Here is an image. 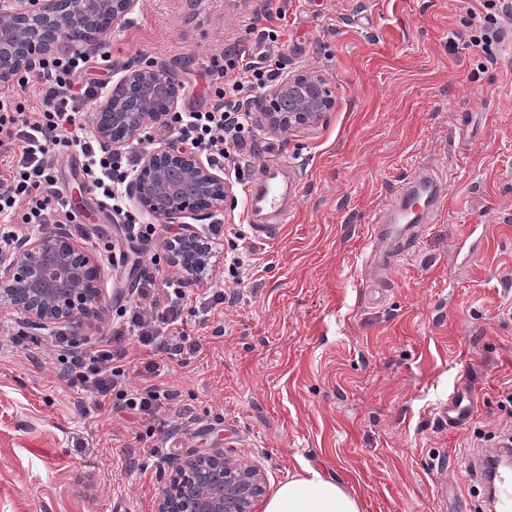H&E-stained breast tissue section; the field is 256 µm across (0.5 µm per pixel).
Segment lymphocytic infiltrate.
I'll return each instance as SVG.
<instances>
[{
  "label": "lymphocytic infiltrate",
  "mask_w": 512,
  "mask_h": 512,
  "mask_svg": "<svg viewBox=\"0 0 512 512\" xmlns=\"http://www.w3.org/2000/svg\"><path fill=\"white\" fill-rule=\"evenodd\" d=\"M88 62L84 55L46 57L37 73L19 75L16 90L0 95V221L6 224L0 231L1 245L15 242V225L71 219L70 203L53 166V157L62 147L78 151L90 191L100 207L115 216L127 240L146 242L157 231L155 225L139 223L123 205V188L137 168L138 153L107 152L89 129L88 112L99 98L101 85L83 79ZM212 74L217 87L208 109L172 113L165 128L179 143L206 153L220 165L229 154L255 153L256 142L245 117L250 102L242 91L247 86H265L277 71L245 63L239 65L234 79H227L218 65ZM31 83L39 88L33 107L20 96ZM135 292L138 304L127 310L123 324L110 337L78 345L62 334L56 336L55 344L68 355V386L92 395L81 406L83 415L95 417L108 407L129 413L139 418L150 439L170 427L169 413L177 397L175 390L160 384V377L170 362L194 356L202 344L192 338L184 315L191 300L185 279H160L144 271ZM129 333L146 354L138 372L141 384L133 389L124 386L126 352L121 346Z\"/></svg>",
  "instance_id": "f902f5d3"
}]
</instances>
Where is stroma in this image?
I'll return each instance as SVG.
<instances>
[{
  "mask_svg": "<svg viewBox=\"0 0 512 512\" xmlns=\"http://www.w3.org/2000/svg\"><path fill=\"white\" fill-rule=\"evenodd\" d=\"M469 2L141 0L93 55L91 77L166 63L183 111L212 99L225 51L276 53L281 72L318 71L336 104L311 129L256 124L258 155L224 162L234 198L191 294L221 287L228 254L243 282L220 319L197 318L200 353L170 365L165 383L187 415L156 437L166 461L127 468L136 418L84 417L50 337L13 344L17 325L0 317V512H155L174 466L209 450L261 466L271 493L310 465L362 512H474L467 461L512 427V0H495L483 30ZM77 157L60 150L55 168L80 216L69 230L103 262L85 332L96 340L135 302L141 269L182 270L166 234L126 241ZM270 161L288 165L299 193L260 241L242 199ZM424 170L446 181L439 215L412 252L379 257L374 225ZM470 366L484 395L469 424L451 428L439 409Z\"/></svg>",
  "mask_w": 512,
  "mask_h": 512,
  "instance_id": "1",
  "label": "stroma"
}]
</instances>
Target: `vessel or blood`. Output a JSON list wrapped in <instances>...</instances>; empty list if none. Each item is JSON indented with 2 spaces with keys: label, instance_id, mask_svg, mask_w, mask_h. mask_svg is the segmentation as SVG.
<instances>
[{
  "label": "vessel or blood",
  "instance_id": "1",
  "mask_svg": "<svg viewBox=\"0 0 512 512\" xmlns=\"http://www.w3.org/2000/svg\"><path fill=\"white\" fill-rule=\"evenodd\" d=\"M277 172V164H268L264 179L250 185L243 199L245 219H252L265 210L280 209L282 195ZM444 198L445 189L440 181L427 175L418 176L388 205L383 222L374 228L375 242H387L404 251L412 249L415 245L409 235L412 226L427 222L440 210ZM480 397L479 381L473 374H466L462 384L449 394L447 404L442 407V419L452 428L465 426ZM479 457L485 465L494 460L501 463L494 476L484 481V493L490 512H512V468L504 464L505 459L512 457V440L505 438L481 449Z\"/></svg>",
  "mask_w": 512,
  "mask_h": 512
}]
</instances>
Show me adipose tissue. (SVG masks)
<instances>
[{"instance_id":"obj_1","label":"adipose tissue","mask_w":512,"mask_h":512,"mask_svg":"<svg viewBox=\"0 0 512 512\" xmlns=\"http://www.w3.org/2000/svg\"><path fill=\"white\" fill-rule=\"evenodd\" d=\"M262 512H361L356 497L314 467L281 484L263 504Z\"/></svg>"}]
</instances>
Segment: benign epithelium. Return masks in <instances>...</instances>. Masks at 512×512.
Listing matches in <instances>:
<instances>
[{
    "instance_id": "7a95c632",
    "label": "benign epithelium",
    "mask_w": 512,
    "mask_h": 512,
    "mask_svg": "<svg viewBox=\"0 0 512 512\" xmlns=\"http://www.w3.org/2000/svg\"><path fill=\"white\" fill-rule=\"evenodd\" d=\"M0 0V89L18 72L37 69L48 55H91L107 35L131 19L139 0ZM181 85L164 63L129 68L93 113L98 142L109 152L133 149L151 140L177 110ZM262 112L266 127L290 131L316 126L333 105L321 74L301 70L267 90ZM127 194L137 210L159 224H177L169 262L196 280L210 260L208 237L186 219L203 221L224 210L233 184L224 170L175 139L139 152ZM101 264L62 224H44L0 252V315L13 314L28 329L44 333L65 325L75 333L88 327L87 313L100 296ZM266 478L247 459L229 460L220 451L198 453L176 466L156 512H256Z\"/></svg>"
}]
</instances>
